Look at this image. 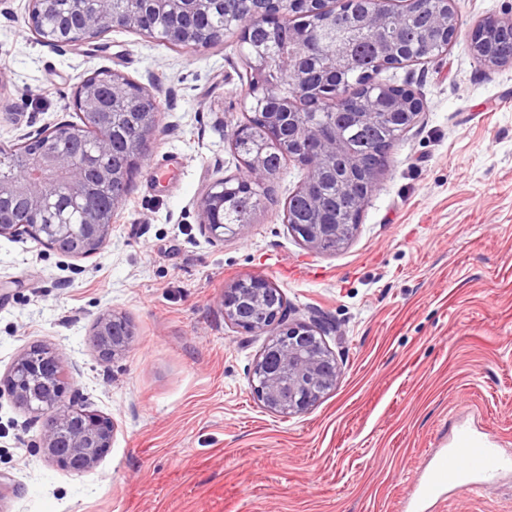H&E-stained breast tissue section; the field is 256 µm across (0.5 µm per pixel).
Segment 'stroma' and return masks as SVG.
Listing matches in <instances>:
<instances>
[{
    "label": "stroma",
    "mask_w": 512,
    "mask_h": 512,
    "mask_svg": "<svg viewBox=\"0 0 512 512\" xmlns=\"http://www.w3.org/2000/svg\"><path fill=\"white\" fill-rule=\"evenodd\" d=\"M27 5H0V145L77 122L73 93L99 70L152 92L162 117L97 254L0 237V379L20 353L55 349L79 407L115 424L109 453L75 474L37 448L41 418L1 393L0 512H415L458 427L512 455V63L487 65L467 43L479 20L512 19V0H454L447 52L380 72L422 110L333 253L286 223L305 177L292 160L241 232L215 241L199 224L201 194L245 169L237 36L176 50L115 28L54 47L33 39ZM247 276L280 289L293 318L331 325L340 374L309 412L278 416L252 393L268 336L221 306ZM112 312L135 343L105 361L92 334ZM425 512H512V469Z\"/></svg>",
    "instance_id": "obj_1"
}]
</instances>
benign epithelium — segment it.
Instances as JSON below:
<instances>
[{
	"instance_id": "benign-epithelium-1",
	"label": "benign epithelium",
	"mask_w": 512,
	"mask_h": 512,
	"mask_svg": "<svg viewBox=\"0 0 512 512\" xmlns=\"http://www.w3.org/2000/svg\"><path fill=\"white\" fill-rule=\"evenodd\" d=\"M138 0H125L126 7L118 10L116 0H65L68 13L60 9V0H28V13L54 15L58 27L66 29L61 39L54 32L41 38L47 45L77 46L89 43L98 37L104 27L132 28L136 20ZM453 0H443L437 17V30L445 48H450L458 39V25L452 8ZM153 9L171 17H199L207 15L210 0H150ZM394 18L387 14H375L358 23L362 31H379L391 26ZM495 34L512 31V20L502 22L485 18L477 23L468 35L472 53L487 64L504 63L493 47L487 32ZM252 71L248 93L268 96L269 63L261 48L252 53ZM355 66L353 39L345 32L336 33L335 52L329 57L331 75L345 72ZM305 56L300 53L288 55V77L296 85L304 81ZM125 76L115 70L105 72L102 77L93 74L84 79L74 91L72 105L86 125H71V133L80 136L84 131H94L97 149L102 153L112 151V113H101L98 84L108 81L118 87ZM146 99L114 96L111 109L135 110L139 116L140 135L130 150V168L136 169L146 156L152 136L159 126L160 112L157 98L145 91ZM306 108L302 95L280 99V112L267 118V124L276 129L279 125L294 121V117ZM316 159L322 164L336 161L343 150L342 139L336 133H325L318 129L308 132ZM32 141L41 148L31 153L26 162H17L16 146L0 145V198L22 195L33 210L45 204L50 187L59 184L78 198H84L85 172L83 168L63 152H56L51 137L40 133ZM266 148L257 149L249 163L250 180L255 184L265 182L269 175L264 167ZM127 178V173L110 167L98 171L97 181L103 189L112 188V183ZM235 196V189L224 185V180L214 182L201 196L198 210L200 224L215 240H224V204ZM112 232V218L89 201L83 202L82 223L62 221L47 229L35 225L1 223L0 236L22 237L28 235L54 250L70 244L76 256L88 257L97 253L108 241ZM302 240L313 250L321 249L322 240L332 238L339 243L349 237V231L341 224H305L300 226ZM224 319L233 325L239 323V303L235 287L224 290L222 299ZM287 305L274 313L266 324H249L250 332L264 331L270 338L255 360L250 376L253 394L270 412L284 417L303 414L311 410L331 389L338 378V370L330 351L319 334L327 332L318 320L310 324L285 323ZM111 316L99 319L94 334V345L105 359L128 351L133 336H112L109 333ZM68 377L58 354L49 348L24 352L15 359L6 381L8 393L15 403L43 418L39 435V447L61 466L74 473L92 469L110 450L115 430L112 417L96 411L79 408L73 397L67 396Z\"/></svg>"
}]
</instances>
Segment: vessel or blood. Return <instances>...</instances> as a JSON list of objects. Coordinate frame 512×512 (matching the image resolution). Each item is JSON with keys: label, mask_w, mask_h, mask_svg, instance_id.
<instances>
[{"label": "vessel or blood", "mask_w": 512, "mask_h": 512, "mask_svg": "<svg viewBox=\"0 0 512 512\" xmlns=\"http://www.w3.org/2000/svg\"><path fill=\"white\" fill-rule=\"evenodd\" d=\"M511 464L485 437L460 430L448 449L434 456L419 495L422 500L437 501L450 491H476Z\"/></svg>", "instance_id": "obj_1"}]
</instances>
